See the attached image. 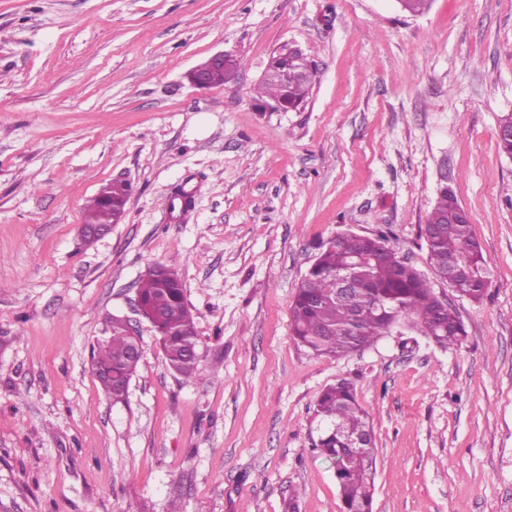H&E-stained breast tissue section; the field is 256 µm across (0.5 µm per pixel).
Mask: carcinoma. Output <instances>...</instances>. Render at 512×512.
<instances>
[{"mask_svg":"<svg viewBox=\"0 0 512 512\" xmlns=\"http://www.w3.org/2000/svg\"><path fill=\"white\" fill-rule=\"evenodd\" d=\"M305 72L279 79L280 67ZM317 76L314 61L272 56L259 87L286 108L300 105ZM129 186L114 182L104 187L85 211L84 224L109 227L120 219L116 202L127 203ZM427 224L431 265L437 272L454 273L460 293L483 299L489 281V261L475 237L472 224L455 197L444 189ZM347 277L355 284L348 297L336 294L334 280ZM144 318L160 336L168 367L186 379L199 374L198 336L194 316L186 303L178 275L171 278L150 271L138 288ZM405 320L442 347L454 346L466 336L457 312L444 307L429 282L407 264L384 234L348 233L337 237L316 257L302 279L291 305V335L317 355L346 356L372 344L394 324ZM135 340L117 320L110 335L97 342L92 363L104 393L119 402L127 394L139 361L132 351ZM314 413L322 425L316 443L332 462L340 493V512H372L375 448L368 414L357 402L353 387L339 381L318 397Z\"/></svg>","mask_w":512,"mask_h":512,"instance_id":"1","label":"carcinoma"}]
</instances>
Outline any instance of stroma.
Returning <instances> with one entry per match:
<instances>
[{"label": "stroma", "mask_w": 512, "mask_h": 512, "mask_svg": "<svg viewBox=\"0 0 512 512\" xmlns=\"http://www.w3.org/2000/svg\"><path fill=\"white\" fill-rule=\"evenodd\" d=\"M285 45L318 65L288 111L257 95ZM217 52L234 78L191 86ZM509 113L512 0H0V512H340L313 408L341 379L373 427L372 512H512ZM115 181L124 216L84 243ZM444 186L490 262L478 302L429 263ZM344 232L386 234L462 343L400 323L343 357L298 344L295 292ZM157 264L196 316L189 380L137 312ZM115 318L143 348L120 403L91 365ZM129 191V186L123 182H112V184L104 187L86 209L84 218L86 226L84 224L81 226V233L97 236L105 234L108 229L97 230L95 227H110L111 224H114V221L121 219L125 212ZM116 202L123 203L120 216L113 209Z\"/></svg>", "instance_id": "1"}]
</instances>
